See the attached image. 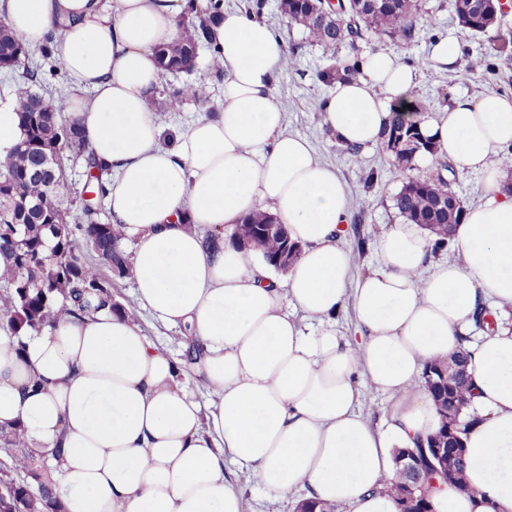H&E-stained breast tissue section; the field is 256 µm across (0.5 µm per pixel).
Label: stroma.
Listing matches in <instances>:
<instances>
[{"label": "stroma", "mask_w": 512, "mask_h": 512, "mask_svg": "<svg viewBox=\"0 0 512 512\" xmlns=\"http://www.w3.org/2000/svg\"><path fill=\"white\" fill-rule=\"evenodd\" d=\"M452 4L453 0H422L424 16L432 25L431 37L421 38L408 47L397 46L386 39L362 42L358 45L360 53L393 52L400 59L416 60L418 82L414 95L423 100L432 112L451 105L461 94L475 96L498 90L512 97V56L497 59L491 73L472 68V59L464 52L460 54L455 68L444 70L431 63L433 39H456L462 49L470 43L455 19ZM303 44L296 71L282 73L275 95L285 112L288 132L306 138L322 160L335 166L352 199L365 201L363 213L352 214L342 235V242L347 248H355L360 242L365 245L362 259L352 271L353 278L357 279L377 266L378 239L400 221L392 206V198L400 190L402 180L375 148L362 149L358 159H350L335 138L321 126L316 105L326 97L329 89L317 81L316 73L328 65L329 55L319 45ZM372 170L376 171L377 177L370 183L366 175ZM139 322L153 342L169 351L175 359L185 360L188 349L193 345L185 330L167 327L146 311L141 312ZM228 473L233 487L242 496L245 512H294L304 495L303 490L298 489L275 496L248 472L232 466Z\"/></svg>", "instance_id": "stroma-1"}]
</instances>
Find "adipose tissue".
I'll use <instances>...</instances> for the list:
<instances>
[{"label":"adipose tissue","instance_id":"ef3b65f1","mask_svg":"<svg viewBox=\"0 0 512 512\" xmlns=\"http://www.w3.org/2000/svg\"><path fill=\"white\" fill-rule=\"evenodd\" d=\"M185 3L0 0V19L24 43L54 38L73 82L65 112L111 172L107 203L135 283L134 305L95 296L85 314L0 333V430L22 427L47 460L61 512H243L228 461L275 495L302 486L349 512H398L394 451L438 426L418 383L462 347L478 414L464 436L473 492L445 485L429 496L436 512H512V324L460 343L486 301L512 307V169L502 158L512 98L462 95L420 123L436 153L418 164L438 155L482 176L481 202L454 228L460 261L428 264L427 234L396 224L378 243L379 267L351 292L354 259L339 243L351 199L335 167L285 129L274 86L286 50L267 24L221 14L211 28L224 70L216 111L185 129L162 124L157 51L179 39ZM415 84L398 55H370L360 75L334 83L322 124L341 144L375 145L392 108L414 104ZM257 209L301 248L285 277L224 240ZM348 302L357 349L331 323ZM142 310L196 338L193 371L143 333ZM365 382L394 400L381 425L360 413Z\"/></svg>","mask_w":512,"mask_h":512}]
</instances>
